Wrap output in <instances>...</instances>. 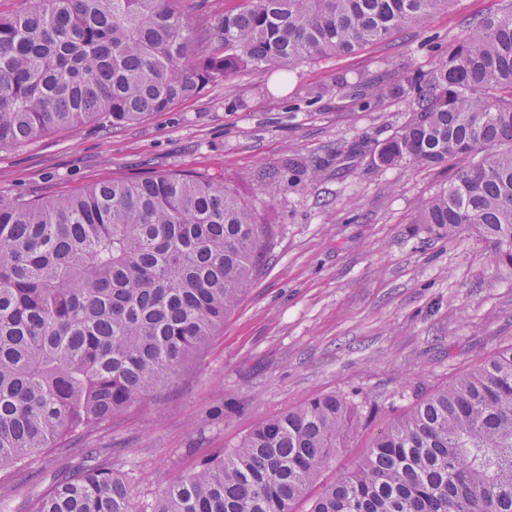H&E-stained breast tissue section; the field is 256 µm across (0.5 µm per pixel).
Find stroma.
Returning <instances> with one entry per match:
<instances>
[{"label": "stroma", "instance_id": "1", "mask_svg": "<svg viewBox=\"0 0 512 512\" xmlns=\"http://www.w3.org/2000/svg\"><path fill=\"white\" fill-rule=\"evenodd\" d=\"M502 0H453L350 55L288 72L246 69L168 112L107 130L56 131L0 151V196L53 198L99 181L181 170L223 180L273 232L254 283L184 374L90 435L33 458L0 512H30L54 478L112 451L134 512L266 417L323 394L378 403L322 483L354 468L420 398L512 346V273L471 234L438 239L415 217L461 167L374 163L408 120L462 23ZM276 176L282 190L264 187Z\"/></svg>", "mask_w": 512, "mask_h": 512}]
</instances>
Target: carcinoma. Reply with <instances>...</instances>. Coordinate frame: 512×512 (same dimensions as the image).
<instances>
[{
    "mask_svg": "<svg viewBox=\"0 0 512 512\" xmlns=\"http://www.w3.org/2000/svg\"><path fill=\"white\" fill-rule=\"evenodd\" d=\"M183 0H32L0 16V150L85 124L167 112L244 68L347 55L452 0H238L191 17ZM466 165L415 223L470 228L512 271V0L477 18L417 87L377 152ZM224 182L168 171L64 197L0 198V500L3 478L162 387L250 288L269 237ZM349 396L267 417L175 479L154 512H294L363 425ZM58 480L32 512H132L112 449ZM308 512H512V346L417 402Z\"/></svg>",
    "mask_w": 512,
    "mask_h": 512,
    "instance_id": "carcinoma-1",
    "label": "carcinoma"
}]
</instances>
